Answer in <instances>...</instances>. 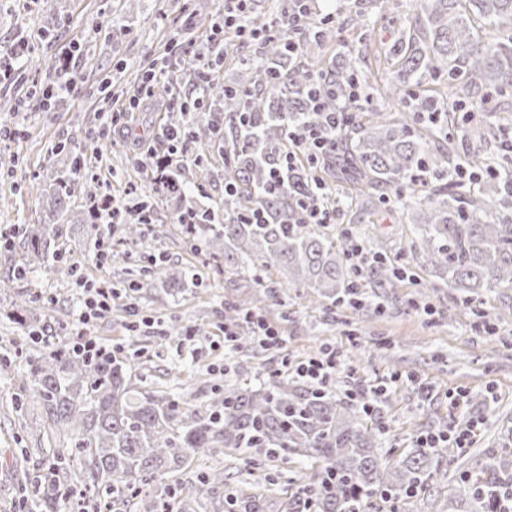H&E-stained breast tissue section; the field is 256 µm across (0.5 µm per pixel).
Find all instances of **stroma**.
<instances>
[{
  "mask_svg": "<svg viewBox=\"0 0 512 512\" xmlns=\"http://www.w3.org/2000/svg\"><path fill=\"white\" fill-rule=\"evenodd\" d=\"M417 0H389L371 27L368 65L384 54L405 19L414 18ZM224 0H0V68L11 77L0 82V97L19 102V110L1 114L0 126V356L9 358L11 372H0V512H20L33 500L30 484L14 464L25 449L49 454L59 441L44 424L36 407L17 408L21 395L16 373L27 366L21 326L10 316V297L34 293L45 304L39 322L53 342H66L80 325L84 290L101 277L118 280L128 275L134 256L156 253L173 270L199 269V281L184 287L155 280L130 300L116 301L112 310L88 330L97 342L128 353L137 348V383L146 389L206 400L216 378L228 383L255 384L268 380L283 365L296 364L335 350L340 371L334 391L344 400H359L377 384L390 386L381 407L385 422L381 446L403 450L420 436L448 428L457 421L479 423L469 447L454 462H440L428 487L418 494L414 512H448V496L462 471L501 453L512 440V322L489 335L477 327L478 314L494 317L512 306V292L485 291L475 309L462 305L456 293L438 285L434 270L418 269L433 289L419 295L412 280L395 288H363L364 308L340 307L330 313L307 308L297 291L287 289L282 306L263 302V313L284 338L282 348L251 355L224 339V303L247 299L259 292L247 274L237 269L204 265L171 231L177 200L160 199L142 245L118 244L113 224L68 225L67 247L80 265V280L35 272L16 279L25 230L37 223L41 198L64 165L57 148L84 145L85 168L96 174L105 195L123 197L142 184L144 175L132 161L125 125L113 124L114 112L142 95L141 77L155 59L164 57L169 38H176L177 59H185L203 41L195 21L218 14ZM39 58L40 70L29 61ZM337 232H351L367 244H382L391 253L405 245L407 225L396 210L366 205L336 218ZM115 240L107 269H100L89 237ZM184 326L204 324L200 347L182 337H167L170 318ZM220 469L227 482L249 479L260 512H283V486L268 489L265 474L285 471L300 475L299 459L288 463L265 461L252 469L242 457L213 453L183 473L186 481L199 472Z\"/></svg>",
  "mask_w": 512,
  "mask_h": 512,
  "instance_id": "1",
  "label": "stroma"
}]
</instances>
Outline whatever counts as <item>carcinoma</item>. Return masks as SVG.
I'll use <instances>...</instances> for the list:
<instances>
[{"label": "carcinoma", "instance_id": "obj_1", "mask_svg": "<svg viewBox=\"0 0 512 512\" xmlns=\"http://www.w3.org/2000/svg\"><path fill=\"white\" fill-rule=\"evenodd\" d=\"M383 0H353L349 25L367 41V29ZM310 36L292 49V31L280 25L276 35L258 43V56L238 64L235 78L213 82V98L204 111L212 121L190 119L189 104L168 111L167 126L184 139L213 143L224 152V203L221 208L182 205L173 214L175 230L197 249L224 254V264L246 272L264 296L279 302L276 289L303 288L304 301L331 311L351 301L355 279H373L394 288L403 267L383 254L360 273L348 256L347 241L336 243L330 224H310L304 202L323 184L322 163L305 153L295 158L288 181L272 188L270 172L295 151L304 137L315 79L325 77L324 106L354 83L360 97L374 96L397 107L405 119L352 113L339 141L353 191L321 197L324 208L347 212L365 199L401 203L411 225L405 248L409 259L446 276L445 284L466 304L492 288L512 290V150L501 126L479 112H502L512 99V0H419L414 20L397 32L386 52L383 81L364 83L362 49L351 47L343 63L324 66L317 57L332 27L315 11L307 17ZM442 83L445 91L426 88ZM461 112L460 138L469 143L461 168L499 174L474 183L462 196L448 181V113ZM221 133H215V125ZM67 170L43 203L46 219L25 231L24 255L15 276L49 269L76 275L70 253L56 247L66 224H94L95 215L73 216L68 203L76 190L92 194L84 173V149L66 148ZM194 183L202 187L212 172L204 155L193 158ZM143 220L123 225L126 240L142 239L143 222L152 210L144 195ZM196 215L197 223L181 219ZM256 214L267 222L254 224ZM278 276H273V272ZM143 275L174 283L180 271L151 262ZM41 326L27 327L35 347L28 371L18 377L25 402L42 408L48 429L64 435V445L38 464L32 477L38 512H55L68 495L87 502L94 512H112L100 498L105 484L118 493L127 512H257L256 497L224 489V473L203 474L194 482L179 475L206 453L253 450L288 461L305 457L309 474L291 479L296 492L288 512H376L375 501L391 500L406 510L425 489L439 462L453 460L456 449L423 448L418 443L398 454H383V417L374 410L336 398L330 391L299 387L273 375L263 384L239 388L226 384L202 405L161 391L145 390L132 378L135 359L108 355L91 359L63 346L48 348L36 338ZM79 463V477L71 469ZM507 458H495L463 474L448 512H488L498 491Z\"/></svg>", "mask_w": 512, "mask_h": 512}]
</instances>
